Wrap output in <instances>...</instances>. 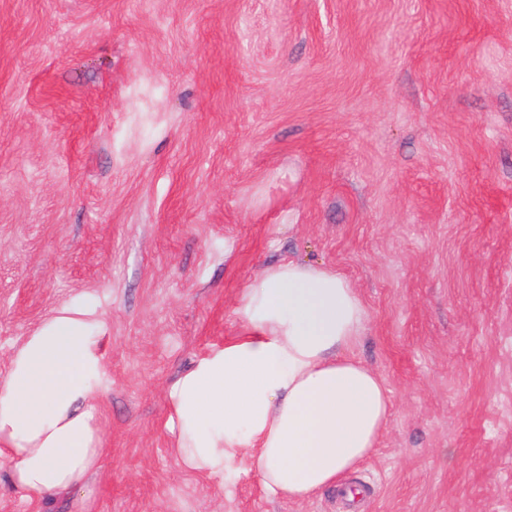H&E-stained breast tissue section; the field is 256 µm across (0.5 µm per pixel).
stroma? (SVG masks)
Masks as SVG:
<instances>
[{
    "instance_id": "1",
    "label": "stroma",
    "mask_w": 512,
    "mask_h": 512,
    "mask_svg": "<svg viewBox=\"0 0 512 512\" xmlns=\"http://www.w3.org/2000/svg\"><path fill=\"white\" fill-rule=\"evenodd\" d=\"M288 260L368 312L357 505L173 451L170 386ZM64 307L102 326L89 512H512V0H0V378ZM80 509L0 459V512Z\"/></svg>"
}]
</instances>
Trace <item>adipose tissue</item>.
Returning <instances> with one entry per match:
<instances>
[{
    "mask_svg": "<svg viewBox=\"0 0 512 512\" xmlns=\"http://www.w3.org/2000/svg\"><path fill=\"white\" fill-rule=\"evenodd\" d=\"M238 311L241 337L170 388L177 458L221 475L246 456L268 492L306 498L365 459L389 420L380 376L352 354L365 308L336 270L288 261L249 280ZM100 340L85 313L60 311L27 337L0 379V457L28 496L77 490L91 498Z\"/></svg>",
    "mask_w": 512,
    "mask_h": 512,
    "instance_id": "ef3b65f1",
    "label": "adipose tissue"
}]
</instances>
